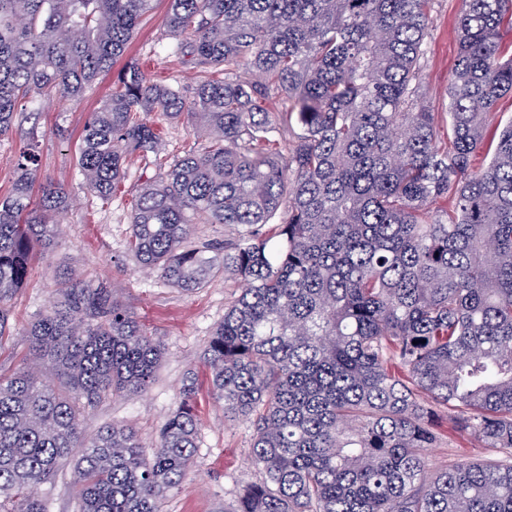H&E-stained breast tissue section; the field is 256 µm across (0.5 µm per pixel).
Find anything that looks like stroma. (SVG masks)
Returning a JSON list of instances; mask_svg holds the SVG:
<instances>
[{
    "label": "stroma",
    "mask_w": 512,
    "mask_h": 512,
    "mask_svg": "<svg viewBox=\"0 0 512 512\" xmlns=\"http://www.w3.org/2000/svg\"><path fill=\"white\" fill-rule=\"evenodd\" d=\"M463 8L464 0L432 2L422 72L424 95L419 101L427 111L441 112L448 104V79L456 64ZM167 9V0H154L123 56L80 97L36 102L31 118L0 140V196L11 190L17 176L14 159L28 130L34 128L39 135L40 178L61 184L70 197L57 245L35 258L26 283L8 304L11 334L0 340V373L13 372L27 362L21 334L52 304L60 271L72 269L88 282L112 285L147 335L161 343L163 357L147 393L110 396L86 412L82 421L86 435L113 423L127 424L136 431L145 454H152L161 427L179 403L187 372H194L200 422L195 472L162 500L160 512H226L239 490L259 481L261 474L250 457L251 426L244 420L225 419L224 403L212 390L202 355L239 288L218 278L186 293L138 268L129 246L131 205L140 188L155 178L154 165L131 164L121 189L106 204L87 192L76 167V152L90 114L109 98L114 80L128 64H140L147 77L178 83L184 95L192 94L198 68L190 56L177 52L175 39L165 35ZM498 455L497 449L484 447L449 422L427 451L430 464L438 469ZM41 494L48 512H76L73 459L60 462L54 481L43 486Z\"/></svg>",
    "instance_id": "obj_1"
}]
</instances>
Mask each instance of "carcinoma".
<instances>
[{
	"instance_id": "obj_1",
	"label": "carcinoma",
	"mask_w": 512,
	"mask_h": 512,
	"mask_svg": "<svg viewBox=\"0 0 512 512\" xmlns=\"http://www.w3.org/2000/svg\"><path fill=\"white\" fill-rule=\"evenodd\" d=\"M430 2L170 0L167 32L203 67L192 100L131 64L84 130L78 170L103 201L129 159L158 154L140 114H185L198 141L154 159L130 245L181 291L242 284L203 353L224 416L251 421L262 474L234 512H512L511 456L442 469L426 456L437 407L512 448V120L483 135L512 97V0H466L444 112L418 106ZM152 3L0 0V138L21 102L75 98L110 70ZM276 95L288 111H269ZM15 164L0 197V340L68 206L51 181L33 199V144ZM197 224L235 238L194 244ZM26 336L31 363L0 375V503H17L0 512H48L39 489L70 456L78 512H159L194 472L195 378L147 457L128 425L82 432L102 398L146 392L162 357L112 289L61 273Z\"/></svg>"
}]
</instances>
